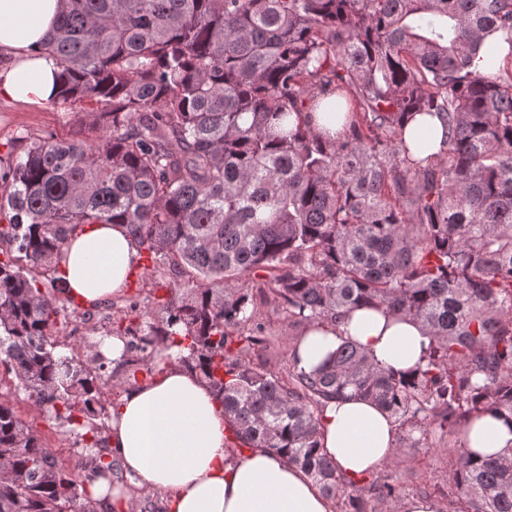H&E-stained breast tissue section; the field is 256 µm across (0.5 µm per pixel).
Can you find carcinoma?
Segmentation results:
<instances>
[{"instance_id": "1", "label": "carcinoma", "mask_w": 512, "mask_h": 512, "mask_svg": "<svg viewBox=\"0 0 512 512\" xmlns=\"http://www.w3.org/2000/svg\"><path fill=\"white\" fill-rule=\"evenodd\" d=\"M42 44L60 67L49 103L93 105L95 141L26 133L0 157V366L71 425L91 471L109 460L97 354L57 352L64 308L31 267L57 271L83 224H124L165 282L166 317L114 327L120 366L189 341L241 447L301 468L340 512H368L322 453L324 401L351 391L397 426L389 462L433 433L448 444L444 512H512V448L477 457L462 437L512 416V0H60ZM505 30L509 61L474 60ZM347 113L344 131L313 114ZM439 119V152L416 159L404 126ZM291 326L338 327L360 308L419 321L429 345L407 374L348 342L315 373L252 365L265 342L246 282ZM420 437L413 438L414 433ZM0 512H96L90 493L0 395ZM386 512L396 488L375 482Z\"/></svg>"}]
</instances>
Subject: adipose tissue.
I'll use <instances>...</instances> for the list:
<instances>
[{
    "instance_id": "obj_1",
    "label": "adipose tissue",
    "mask_w": 512,
    "mask_h": 512,
    "mask_svg": "<svg viewBox=\"0 0 512 512\" xmlns=\"http://www.w3.org/2000/svg\"><path fill=\"white\" fill-rule=\"evenodd\" d=\"M59 0H0V97L27 103L48 100L59 67L41 49L58 15ZM140 262L134 239L122 224H84L62 248L59 276L65 294L92 307L122 295ZM369 351L379 364L400 371L417 366L429 344L425 329L409 317L358 309L344 324L308 328L295 345L299 370L312 372L343 341ZM188 345L160 349L156 369L127 388L112 408L108 443L127 478L110 485L93 477L101 504L130 487L166 492L165 512H334L326 497L298 467L267 449L233 452L231 427L208 383L184 360ZM320 443L338 470L358 480L394 451L393 418L371 401L350 395L326 401ZM468 448L480 455L512 447V422L487 413L467 429Z\"/></svg>"
}]
</instances>
